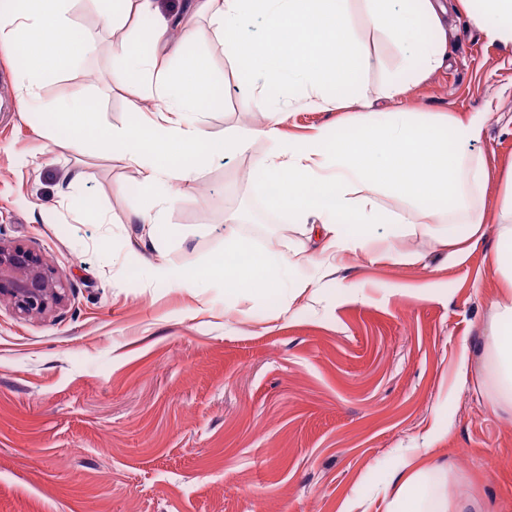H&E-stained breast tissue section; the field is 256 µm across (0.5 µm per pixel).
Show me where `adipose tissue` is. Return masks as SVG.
I'll return each mask as SVG.
<instances>
[{"instance_id": "1", "label": "adipose tissue", "mask_w": 512, "mask_h": 512, "mask_svg": "<svg viewBox=\"0 0 512 512\" xmlns=\"http://www.w3.org/2000/svg\"><path fill=\"white\" fill-rule=\"evenodd\" d=\"M18 6L0 14V50L21 51L26 59L27 83L17 96L20 110L41 102L38 80L64 63L95 51L94 43L72 32L69 0H17ZM348 0H188V8L209 17L211 29L226 45L239 50L242 66L260 78L263 89L252 96L255 110L267 121L256 136L267 140L271 154L254 175L257 189L284 182L276 202L301 221L299 229L317 244L316 251L300 247L292 254H246L232 228L224 230V255L216 262L228 285L227 296L241 291H264L287 276L288 305L317 301L314 281L303 275L314 265L324 274L345 266L347 253L366 251L379 227L398 234L411 226L412 216L429 233H440L449 247L448 259L463 258L482 237V215L474 192L488 178L485 162L473 153L483 136L487 115L428 120L406 111L400 102L407 90L401 83L384 91L394 103L390 112L369 111L360 84L361 59L356 51L347 10ZM373 26L391 34L410 56L419 58L428 73L445 62V36L422 44L417 35L424 24H440L445 0H368ZM473 24L493 41L512 45V0H477L470 11ZM258 19L265 32L244 41L246 21ZM181 31L182 42L171 40ZM181 18L159 17L152 32L156 52L145 57L125 43L113 50L141 74L139 98L156 102L157 119L123 127L100 128L85 115L92 97L76 94L42 104V132L53 137L68 128V143L77 149L104 151L137 168L150 189L155 206L176 200L172 187L195 180L201 159L234 149L245 150L247 139L212 141L203 124L199 99L208 90L211 75L204 62L178 68L173 64L183 41L196 38ZM274 87L306 90L309 103L319 101L344 107L359 105L347 124L335 133L316 130L300 140L284 137L279 125L284 113ZM393 193L404 197L413 212H381L377 197ZM445 204L458 223L439 226L437 204ZM498 243L489 268L501 283L480 336L463 344L462 377L476 375L485 388L491 410L512 418V202L501 208L496 226ZM447 469L432 461L426 448L400 454L382 489L381 498L349 497L341 512H481L472 495L448 496Z\"/></svg>"}]
</instances>
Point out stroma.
I'll list each match as a JSON object with an SVG mask.
<instances>
[{
    "instance_id": "stroma-1",
    "label": "stroma",
    "mask_w": 512,
    "mask_h": 512,
    "mask_svg": "<svg viewBox=\"0 0 512 512\" xmlns=\"http://www.w3.org/2000/svg\"><path fill=\"white\" fill-rule=\"evenodd\" d=\"M348 12L375 111L390 108L387 85L406 82L409 109L425 118L487 113L475 147L488 172L477 200L485 236L457 264L431 236L377 237L369 255L321 279L317 302L288 314L287 281L228 299L210 273L228 226L254 251L302 243L296 217L261 205L243 177L270 143L208 158L159 215L164 249L154 252L128 221L148 200L138 172L41 136L39 111L18 109L20 57L0 52V241L37 250L66 287L64 303L42 315L0 301V512H338L346 496L380 487L397 453L426 446L451 472L449 494L470 493L492 512L512 507V420L486 407L477 380L458 378L462 344L498 295L487 256L512 168V45L452 11L444 65L414 77L400 45L370 23L367 0H349ZM71 14L97 50L43 76V100L79 90L97 101L102 125H127L132 85L112 45L150 52L140 15L110 31L93 0H75ZM189 25L205 36L177 63L210 67L211 138L260 126L253 78L234 50L207 18ZM350 114L295 104L281 129L331 131ZM72 170L83 179L70 189ZM84 196L105 223L82 217ZM151 262L189 267L202 283L151 281Z\"/></svg>"
}]
</instances>
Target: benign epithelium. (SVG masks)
Segmentation results:
<instances>
[{
	"mask_svg": "<svg viewBox=\"0 0 512 512\" xmlns=\"http://www.w3.org/2000/svg\"><path fill=\"white\" fill-rule=\"evenodd\" d=\"M65 286L33 248L0 241V297L23 315H41L64 300Z\"/></svg>",
	"mask_w": 512,
	"mask_h": 512,
	"instance_id": "1",
	"label": "benign epithelium"
}]
</instances>
